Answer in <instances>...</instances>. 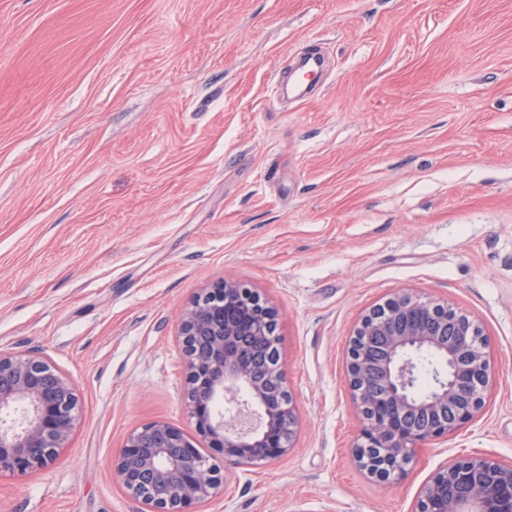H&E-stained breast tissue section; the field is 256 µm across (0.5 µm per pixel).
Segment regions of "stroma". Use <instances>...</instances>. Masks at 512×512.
Segmentation results:
<instances>
[{"instance_id":"35a3bbf8","label":"stroma","mask_w":512,"mask_h":512,"mask_svg":"<svg viewBox=\"0 0 512 512\" xmlns=\"http://www.w3.org/2000/svg\"><path fill=\"white\" fill-rule=\"evenodd\" d=\"M313 49L319 94L281 101ZM226 280L278 311L299 426L199 512H415L453 459L512 463V0H0V349L79 397L0 512H147L112 460L141 424L194 435L180 316ZM400 291L475 321L491 376L382 484L344 364Z\"/></svg>"}]
</instances>
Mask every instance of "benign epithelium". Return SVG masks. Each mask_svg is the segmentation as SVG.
Segmentation results:
<instances>
[{
  "mask_svg": "<svg viewBox=\"0 0 512 512\" xmlns=\"http://www.w3.org/2000/svg\"><path fill=\"white\" fill-rule=\"evenodd\" d=\"M277 320L274 308L233 281L205 290L181 318L186 357L187 408L204 456L180 429L163 422L135 428L113 465L129 491L139 484L126 462L143 457L165 494L148 497L149 512H197L223 485L225 465L274 461L292 449L298 418L279 356L244 361L237 337L262 341ZM207 337V355L191 349ZM484 334L446 302L396 294L360 320L347 350L346 376L362 419L354 460L370 475L402 476L412 453L471 421L483 407L490 365ZM439 353L448 377L425 396L415 394L418 358ZM245 390L249 401L238 402ZM233 406L221 411L223 401ZM75 385L37 354L0 350V475L44 471L73 431ZM417 512H512V465L491 456L454 460L421 489Z\"/></svg>",
  "mask_w": 512,
  "mask_h": 512,
  "instance_id": "benign-epithelium-1",
  "label": "benign epithelium"
}]
</instances>
